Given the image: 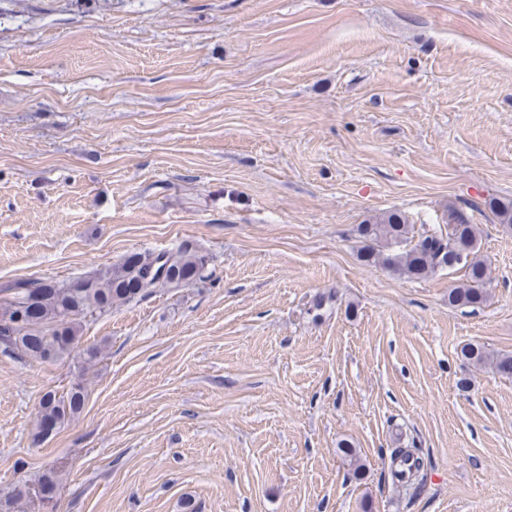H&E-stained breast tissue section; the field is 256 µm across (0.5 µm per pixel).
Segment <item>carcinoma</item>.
Segmentation results:
<instances>
[{
  "mask_svg": "<svg viewBox=\"0 0 512 512\" xmlns=\"http://www.w3.org/2000/svg\"><path fill=\"white\" fill-rule=\"evenodd\" d=\"M489 207L498 223L512 227V201L492 200ZM366 245L362 258L380 264L400 277L423 278L444 269H464V281L448 293L455 307H475L486 301L483 290L488 275L480 255L477 225L461 209L448 208V224L434 232L415 234L414 226L399 211H389L358 225ZM166 268L165 276L159 270ZM208 277L205 256L180 248L175 252L143 250L127 256L110 269L78 277L70 282L21 279L0 286V352L18 361H63L78 348L82 324L116 306L145 297L159 285L180 287ZM460 356L475 367L492 366L512 376V355H492L484 347L466 344ZM83 387L64 395H43L34 439L49 437L84 407ZM392 459H400L392 476L404 487L418 488L423 481L422 458L409 450L394 448ZM43 496L17 485L0 495V512H20L25 505L56 497L59 472L50 469L37 479Z\"/></svg>",
  "mask_w": 512,
  "mask_h": 512,
  "instance_id": "cac0c4a2",
  "label": "carcinoma"
}]
</instances>
